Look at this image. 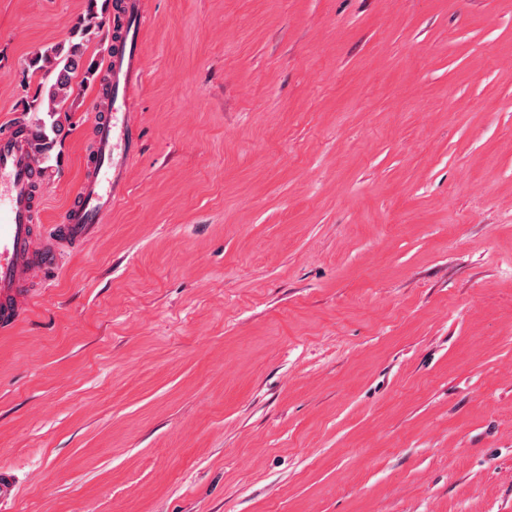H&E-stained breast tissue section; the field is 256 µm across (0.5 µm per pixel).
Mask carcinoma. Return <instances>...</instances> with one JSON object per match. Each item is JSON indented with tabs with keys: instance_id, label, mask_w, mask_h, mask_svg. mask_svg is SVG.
<instances>
[{
	"instance_id": "carcinoma-1",
	"label": "carcinoma",
	"mask_w": 512,
	"mask_h": 512,
	"mask_svg": "<svg viewBox=\"0 0 512 512\" xmlns=\"http://www.w3.org/2000/svg\"><path fill=\"white\" fill-rule=\"evenodd\" d=\"M110 0H88L86 13L74 25L68 42L57 45L32 59V65H40L53 75L51 84L47 89L46 112H60L72 95L73 80L78 70H83L82 82L89 83L96 80L97 69L93 64L84 63L85 42L87 35L101 27L98 15L106 11Z\"/></svg>"
}]
</instances>
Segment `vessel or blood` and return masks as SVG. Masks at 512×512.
<instances>
[{"mask_svg":"<svg viewBox=\"0 0 512 512\" xmlns=\"http://www.w3.org/2000/svg\"><path fill=\"white\" fill-rule=\"evenodd\" d=\"M149 0H120L122 24L107 69L112 101L94 126L95 150L76 196L60 223L40 224L46 186L43 156L31 126L13 119L0 128V335L12 334L58 273L59 258L83 252L97 237L126 184L138 153V132L129 119L143 70L140 23Z\"/></svg>","mask_w":512,"mask_h":512,"instance_id":"1","label":"vessel or blood"}]
</instances>
